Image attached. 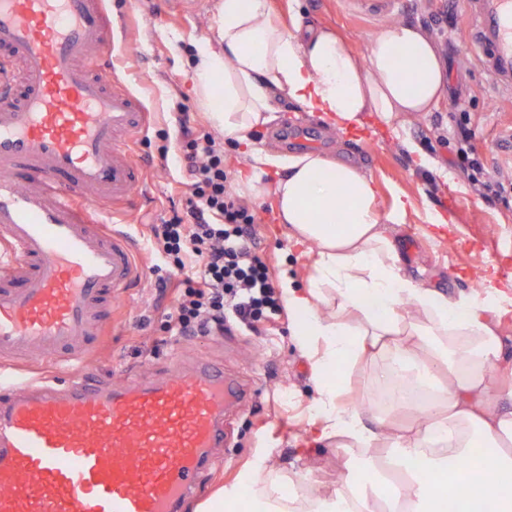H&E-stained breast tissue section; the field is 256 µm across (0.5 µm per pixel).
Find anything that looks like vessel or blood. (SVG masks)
Wrapping results in <instances>:
<instances>
[{
    "instance_id": "vessel-or-blood-1",
    "label": "vessel or blood",
    "mask_w": 512,
    "mask_h": 512,
    "mask_svg": "<svg viewBox=\"0 0 512 512\" xmlns=\"http://www.w3.org/2000/svg\"><path fill=\"white\" fill-rule=\"evenodd\" d=\"M469 41L512 90V0H467ZM127 39L102 0H0V512H183L247 387L204 360L162 378L70 374L138 278L98 216L142 185L129 146L156 114L105 79ZM52 355L67 378L13 373Z\"/></svg>"
}]
</instances>
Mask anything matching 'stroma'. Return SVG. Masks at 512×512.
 Segmentation results:
<instances>
[{
    "instance_id": "1",
    "label": "stroma",
    "mask_w": 512,
    "mask_h": 512,
    "mask_svg": "<svg viewBox=\"0 0 512 512\" xmlns=\"http://www.w3.org/2000/svg\"><path fill=\"white\" fill-rule=\"evenodd\" d=\"M269 5L281 23H290L299 11L313 26L336 28L360 55L366 54L375 33L392 24L426 26L446 74L444 94L432 112L398 116L389 127L368 116V131L359 141L321 129L320 151L351 161L370 176L382 210H390L396 196L411 200L405 223L390 232L407 278L451 296L473 293L485 278L500 287L512 283V207L483 199L474 190L455 135L457 119L469 114L477 152L512 179V91L497 88L471 50L464 0H398L390 11L358 0H269ZM106 6L130 17L131 50L111 73L125 80L157 117L132 147L143 186L125 216L141 277L113 300L112 325L88 370L112 382L130 373L157 377L179 350L203 355L252 384L254 401L226 422L223 470L203 479L198 497L186 503L184 512H195L198 502L233 484L243 467L267 448L274 449L277 461L295 466L328 492L345 464L359 459L314 443L317 391L293 342L287 312H278L271 328L258 333L234 329L223 335L172 337L164 331L173 294L160 292L158 282H175L181 274L163 265L148 238L151 225L186 205L185 168L174 154L181 114H188L197 131L213 129L198 100L193 59L201 42L218 36V0H197L195 8L182 13L170 12L166 0H106ZM412 143L429 154L434 170L415 165L408 149ZM245 203L255 215L258 253L272 279L287 267L306 277L310 258L289 244L272 197H249ZM437 213L450 216V223L430 224Z\"/></svg>"
}]
</instances>
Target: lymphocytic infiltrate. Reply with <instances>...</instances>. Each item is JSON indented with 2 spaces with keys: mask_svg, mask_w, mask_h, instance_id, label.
<instances>
[{
  "mask_svg": "<svg viewBox=\"0 0 512 512\" xmlns=\"http://www.w3.org/2000/svg\"><path fill=\"white\" fill-rule=\"evenodd\" d=\"M458 131L460 152L479 176V195L511 205L512 181L474 153L467 117H460ZM177 151L186 163L187 207L150 227L164 263L184 274L166 330L173 336H207L231 326L258 330L277 312L278 296L256 253L255 219L230 191L224 148L211 134L186 130Z\"/></svg>",
  "mask_w": 512,
  "mask_h": 512,
  "instance_id": "f902f5d3",
  "label": "lymphocytic infiltrate"
}]
</instances>
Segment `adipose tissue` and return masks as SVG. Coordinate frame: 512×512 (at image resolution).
<instances>
[{
    "label": "adipose tissue",
    "mask_w": 512,
    "mask_h": 512,
    "mask_svg": "<svg viewBox=\"0 0 512 512\" xmlns=\"http://www.w3.org/2000/svg\"><path fill=\"white\" fill-rule=\"evenodd\" d=\"M219 14L217 42L196 54V90L213 126L249 159L242 191L272 194L289 243L308 251L305 285L283 277L280 297L317 385L320 440L355 450L364 464L346 466L329 493L302 494L288 468L260 453L195 512L240 503L248 512H512V488L488 477L512 471V366L491 318L501 289L454 298L404 278L388 227L404 223L408 198L381 213L373 180L357 166L282 155L250 138L273 122L280 99L346 132L363 128L367 112L388 121L431 111L445 86L436 46L402 23L372 36L362 59L301 16L282 27L267 0H220ZM282 169L286 177L262 183ZM363 364L406 422L391 424L370 399L344 403ZM470 457L483 471L461 468Z\"/></svg>",
    "instance_id": "ef3b65f1"
}]
</instances>
